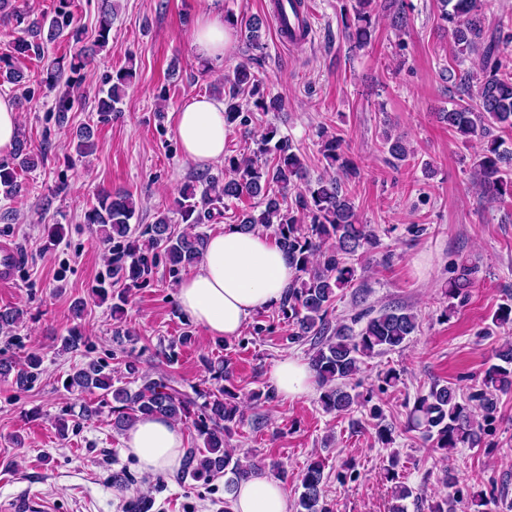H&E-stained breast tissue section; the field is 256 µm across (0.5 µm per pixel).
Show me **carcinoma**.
I'll list each match as a JSON object with an SVG mask.
<instances>
[{"label": "carcinoma", "instance_id": "cac0c4a2", "mask_svg": "<svg viewBox=\"0 0 512 512\" xmlns=\"http://www.w3.org/2000/svg\"><path fill=\"white\" fill-rule=\"evenodd\" d=\"M280 33L285 38L302 39L304 35L288 25V11L283 0H276ZM486 0H439L440 19L450 24L454 57L470 61L481 78L476 88L470 80L457 84L459 102L450 109L436 113L439 122L464 140H483L484 146L472 163V178L481 189L482 197L493 202L512 198V149L504 147L500 129H512V33L485 38L484 8ZM376 0H355L353 21L346 23V38L356 49L371 44L373 12ZM114 8L112 0H102L98 36L92 47H83V32L74 23L67 0L50 18L42 15L15 16L16 23L26 21L28 37L16 39L12 56H41L44 46L61 37L76 46L70 70L92 61L95 48L104 47L112 30ZM224 22L240 28L246 51L264 50L263 22L257 18L241 20L226 12ZM133 66L118 71L105 95L97 98V111L107 119L117 111L125 88L133 78ZM229 85L224 94L226 127H246L254 111L278 112L280 97L271 94L265 84L242 63L224 75ZM320 153L328 167L329 177L308 180L301 157L288 139L279 136L277 127L268 126L255 139L256 149L249 156L224 157V178L202 173L185 186L176 200V211L185 224H201L223 215L227 202L245 195L260 198L259 214H246L239 221L244 231L258 227L272 231L276 244L288 256L296 276L279 306L284 315L295 320L291 342L308 340L313 354L310 367L321 389L319 401L327 412L344 413L362 404L355 392L353 380L360 370V358L391 351L402 346L416 331V316L401 309H385L377 315L372 310L359 311L350 323L332 321L331 306L337 291L349 287L356 277L354 258H362L367 250L378 245L370 225L361 224L347 185L356 174L354 163L345 154L341 136L321 126L317 130ZM75 150L84 156L93 152V131L83 127L77 134ZM383 148L396 161H404L410 153L399 136L385 135ZM35 166L32 150L24 136H19L11 159L0 162V193L13 197L23 190L18 170ZM137 202L128 192L103 189L85 213L84 220L102 232L112 242V275L133 283L147 277L155 265V250L163 248L176 272L198 264L203 255L204 238L190 233L172 231L170 217L161 213L146 225L140 236L143 246L132 240L131 221ZM478 265L465 257L456 267V275L448 281V299L464 301L473 287ZM366 321L358 331L353 325ZM500 363L484 371L480 390L464 398L449 385L434 383L425 394L418 395L407 415V430L417 431L443 450L476 448L497 411L496 395L512 391V340L507 338L497 351ZM41 359L27 358L18 368L7 359L0 360V376L13 375L15 385L24 389L40 374ZM127 378L137 384L117 386L108 365L91 360L68 375L65 387L70 391L103 390L112 394V427L116 431L130 428L141 415H161L184 421L196 432L202 445L185 449L181 478L210 481L226 477L224 490L229 492L237 482L253 472L267 468L279 477L285 471L277 461L244 465L224 450L226 438L240 420L233 392L219 385L204 393L190 395L168 376L154 378L142 374L134 360H124ZM203 399L197 403V399ZM479 402L485 413L484 422L475 421L470 413L472 402ZM301 492L295 503L296 512H331L325 501V480L322 463L307 464L300 479Z\"/></svg>", "mask_w": 512, "mask_h": 512}]
</instances>
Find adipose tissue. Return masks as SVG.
Masks as SVG:
<instances>
[{"instance_id":"adipose-tissue-1","label":"adipose tissue","mask_w":512,"mask_h":512,"mask_svg":"<svg viewBox=\"0 0 512 512\" xmlns=\"http://www.w3.org/2000/svg\"><path fill=\"white\" fill-rule=\"evenodd\" d=\"M197 55L222 62L233 32L224 14L207 5L192 32ZM175 131L183 155L208 165L224 158V105L207 96L185 102L175 114ZM294 276L287 256L266 232L241 231L225 225L223 233L206 239L197 270L178 284L180 308L214 339L242 335L259 311L279 305ZM269 383L283 399L297 400L313 390L314 374L307 362L284 358L269 374ZM124 451L143 473L175 474L184 455L183 426L155 415L140 416L125 433ZM228 512H289L286 485L263 474L240 481L228 494Z\"/></svg>"}]
</instances>
